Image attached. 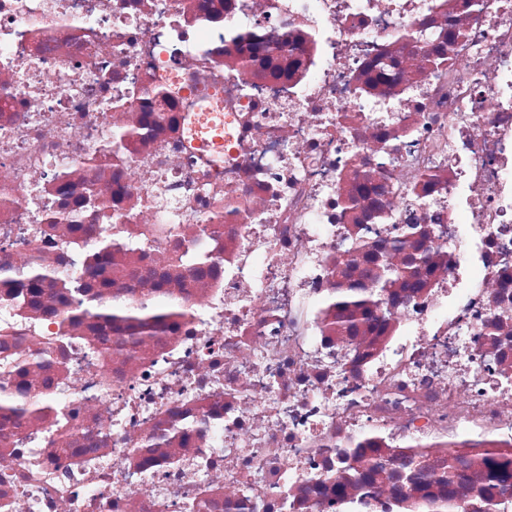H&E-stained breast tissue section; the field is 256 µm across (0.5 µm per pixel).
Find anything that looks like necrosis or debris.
<instances>
[{
  "label": "necrosis or debris",
  "instance_id": "necrosis-or-debris-1",
  "mask_svg": "<svg viewBox=\"0 0 512 512\" xmlns=\"http://www.w3.org/2000/svg\"><path fill=\"white\" fill-rule=\"evenodd\" d=\"M4 398L0 512H512V0H0Z\"/></svg>",
  "mask_w": 512,
  "mask_h": 512
}]
</instances>
